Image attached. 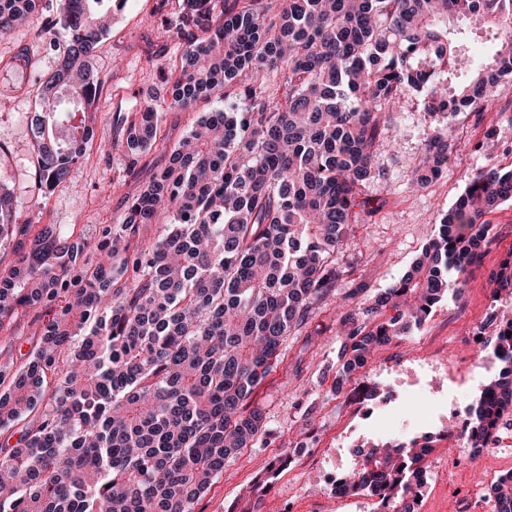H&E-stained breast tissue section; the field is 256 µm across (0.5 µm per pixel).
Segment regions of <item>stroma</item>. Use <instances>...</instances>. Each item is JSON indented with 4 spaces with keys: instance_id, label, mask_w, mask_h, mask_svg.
<instances>
[{
    "instance_id": "1",
    "label": "stroma",
    "mask_w": 512,
    "mask_h": 512,
    "mask_svg": "<svg viewBox=\"0 0 512 512\" xmlns=\"http://www.w3.org/2000/svg\"><path fill=\"white\" fill-rule=\"evenodd\" d=\"M158 3L125 0L113 15L109 33L91 58L104 82L100 100L83 116L93 139L68 181L48 201H41L34 189L32 99L0 91V185L10 191L22 216L34 218L24 232L0 243V270L10 268L27 252L45 224L96 240L103 226L117 222L126 200L139 194L154 170L165 164V157L153 150L132 169L121 151L112 147L118 133L114 116L138 110L150 85L145 57L157 37ZM48 41L38 25L21 27L11 41L0 42V59L22 46L37 60L38 75L51 74L57 57L49 51ZM118 58L123 61L119 70L113 66ZM440 124V118L425 112L422 98L415 95L392 113L391 149L376 160L383 176L366 192L368 198L382 200L383 207L356 226L340 256L348 271L346 287H363L370 296L388 288L409 270L442 213L454 205L479 168L512 166V77L501 81L486 111L462 112L453 118V149L440 177L417 186L411 164ZM490 128L497 137L494 152H476V144ZM487 220L494 228V243L482 266L468 272L462 298H443L424 324L378 349L338 396L331 393V380L324 375L336 364V311L318 310L306 327L315 335L316 346L288 340L284 362L253 395L267 411L265 434L226 464L194 503L193 512H227L262 478L269 484L258 512H350L347 503L325 492L330 470L353 469L362 461L367 441L393 438L391 425L402 413L419 414L423 433L453 427L454 415L441 411L440 404L451 395L459 406L472 402L479 389L469 379L478 363L477 341L493 336L487 326L492 310L512 309V297L492 299L490 280L501 258L512 251V202L488 214ZM59 310L55 302L1 321L0 364H22L37 335ZM374 381L387 392L383 400L371 401L361 393ZM306 430L313 433L311 448L292 457L275 477H268L270 462L288 452L291 442L300 440ZM427 464L422 512H492L488 492L493 473L501 469L499 461L474 458L465 448L437 447Z\"/></svg>"
}]
</instances>
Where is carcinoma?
<instances>
[{
	"label": "carcinoma",
	"instance_id": "1",
	"mask_svg": "<svg viewBox=\"0 0 512 512\" xmlns=\"http://www.w3.org/2000/svg\"><path fill=\"white\" fill-rule=\"evenodd\" d=\"M0 0V40L41 22L58 67L28 94L42 198L85 155L78 114L102 96L90 65L123 0ZM158 35L173 53L148 58L153 84L121 126L134 166L167 157L121 223L95 244L46 226L0 272V321L20 309L73 302L47 326L35 352L0 364V512H191L239 451L266 431L251 400L313 313L338 310L331 390L339 393L378 348L423 324L459 276L493 244L483 217L512 200V168L475 174L440 219L410 271L368 300L342 291L337 255L355 225L377 211L362 197L381 177L389 113L409 95L443 117L490 103L512 75V0H181ZM494 32L492 60L460 81L464 43L449 25ZM278 75L276 88L267 75ZM221 97L182 141L161 134L162 113ZM452 150L446 125L427 140L416 181L437 177ZM20 215L0 186V242ZM145 224H159L152 240ZM492 299L512 295V251L491 273ZM496 375L466 409L470 444L484 448L512 416V317L497 312ZM431 435L381 440L343 476L379 512H417ZM493 512H512V472L490 486Z\"/></svg>",
	"mask_w": 512,
	"mask_h": 512
}]
</instances>
